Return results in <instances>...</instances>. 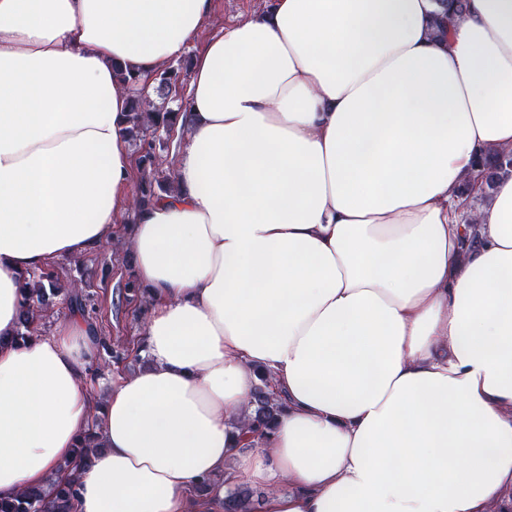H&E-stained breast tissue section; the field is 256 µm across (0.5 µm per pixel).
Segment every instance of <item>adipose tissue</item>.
Listing matches in <instances>:
<instances>
[{
    "mask_svg": "<svg viewBox=\"0 0 512 512\" xmlns=\"http://www.w3.org/2000/svg\"><path fill=\"white\" fill-rule=\"evenodd\" d=\"M467 4L439 34L441 0H273L207 44L176 188L132 230L149 365L98 403L80 316L20 340L22 278L111 237L113 69L180 56L211 0H0V498L74 474L76 512L512 506V175L457 193L512 150V0ZM260 368L286 407L247 448ZM476 173L483 184L482 194L485 198L491 193L499 177L512 173V152L481 154L477 162ZM259 497L252 489L230 487L224 496V512H256Z\"/></svg>",
    "mask_w": 512,
    "mask_h": 512,
    "instance_id": "1",
    "label": "adipose tissue"
}]
</instances>
